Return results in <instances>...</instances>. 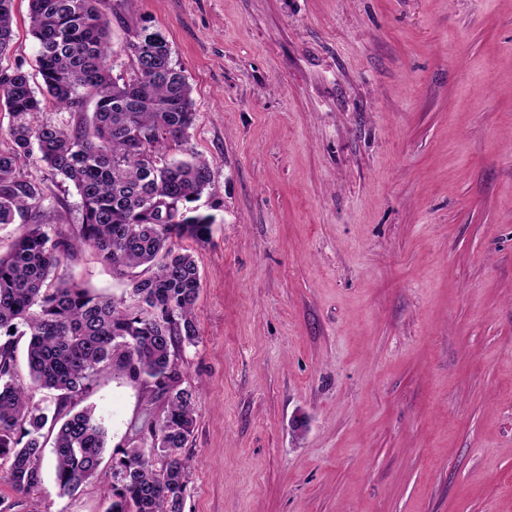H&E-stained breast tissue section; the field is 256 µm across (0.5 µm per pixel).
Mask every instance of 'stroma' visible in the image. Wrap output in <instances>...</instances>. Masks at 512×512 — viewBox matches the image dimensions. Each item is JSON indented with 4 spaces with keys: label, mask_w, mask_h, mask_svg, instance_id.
Here are the masks:
<instances>
[{
    "label": "stroma",
    "mask_w": 512,
    "mask_h": 512,
    "mask_svg": "<svg viewBox=\"0 0 512 512\" xmlns=\"http://www.w3.org/2000/svg\"><path fill=\"white\" fill-rule=\"evenodd\" d=\"M116 52L160 31L213 164L184 512H512V0H100ZM0 66L35 73L28 0ZM56 228L72 184L37 157ZM125 296L92 251L58 270ZM147 389L108 368L109 449ZM112 459L12 512H105Z\"/></svg>",
    "instance_id": "stroma-1"
}]
</instances>
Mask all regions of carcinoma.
Listing matches in <instances>:
<instances>
[{
  "mask_svg": "<svg viewBox=\"0 0 512 512\" xmlns=\"http://www.w3.org/2000/svg\"><path fill=\"white\" fill-rule=\"evenodd\" d=\"M98 0H29L32 37L38 42L39 98L22 67L0 72V105L12 117L10 146L0 148V225L45 206L42 184L17 169L38 150L54 175L70 181L82 219L73 233L33 224L0 255V473L20 494L54 471L62 495L91 479L107 448V431L88 409L72 403L91 389L97 373L115 367L151 391L145 418L112 459L106 512H183L190 474L183 450L195 426V394L182 382L177 350L198 339L194 307L200 274L193 256L175 241L204 242L214 217L191 206L213 185L211 163L184 148L196 112L183 70L165 37L142 26L128 43L131 68L113 78L109 22ZM12 0H0V55L12 39ZM81 112L74 125L39 121L43 106ZM177 150L191 156L170 155ZM91 249L120 277L130 279L135 304L91 294L56 276L62 263ZM29 336L30 385L14 378L13 332ZM55 392L48 416L32 391ZM161 399L163 413L151 405ZM61 422L53 457L45 458L41 430Z\"/></svg>",
  "mask_w": 512,
  "mask_h": 512,
  "instance_id": "carcinoma-1",
  "label": "carcinoma"
}]
</instances>
